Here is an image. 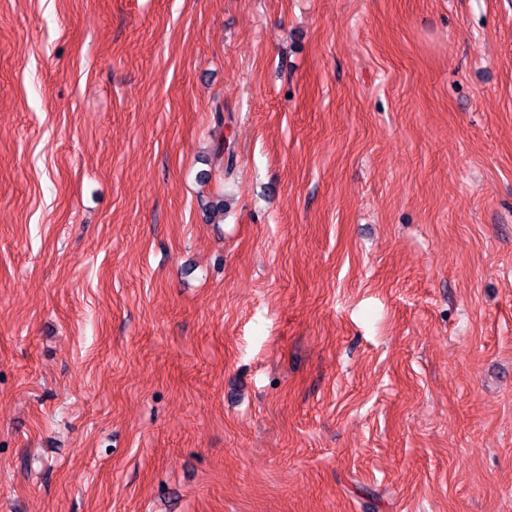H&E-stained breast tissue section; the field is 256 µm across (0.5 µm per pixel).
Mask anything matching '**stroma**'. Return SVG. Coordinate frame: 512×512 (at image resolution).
<instances>
[{
	"instance_id": "35a3bbf8",
	"label": "stroma",
	"mask_w": 512,
	"mask_h": 512,
	"mask_svg": "<svg viewBox=\"0 0 512 512\" xmlns=\"http://www.w3.org/2000/svg\"><path fill=\"white\" fill-rule=\"evenodd\" d=\"M0 512H512V0H0Z\"/></svg>"
}]
</instances>
